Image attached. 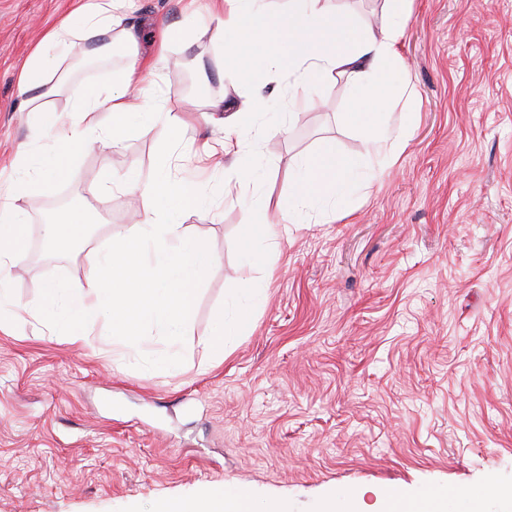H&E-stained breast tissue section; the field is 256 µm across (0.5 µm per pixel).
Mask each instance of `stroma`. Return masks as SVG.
I'll return each instance as SVG.
<instances>
[{
    "instance_id": "obj_1",
    "label": "stroma",
    "mask_w": 512,
    "mask_h": 512,
    "mask_svg": "<svg viewBox=\"0 0 512 512\" xmlns=\"http://www.w3.org/2000/svg\"><path fill=\"white\" fill-rule=\"evenodd\" d=\"M77 3L0 0V185L19 178L21 153L54 144L40 114L18 111L17 78L45 28ZM187 4L137 0L141 55ZM320 5L366 32L387 21L391 2ZM233 38L202 22L161 64V104L183 120L172 167L212 195L181 222L217 256L176 369L137 368L151 339L115 349L94 332L71 344L29 311L49 277L85 285L127 212L146 218L139 193L107 197L99 183L130 171L150 181L160 139L138 134L115 150L92 140L45 192H0L28 222V258L0 284V512H152L157 499L210 485L287 500L289 512H319L348 493L361 512H381L391 492L481 488L488 512H500L495 491L512 488V0H411L399 53L412 96L389 106L407 148L370 160L369 188L281 223L266 268L241 260L256 208L278 220L308 158L362 155L366 143L345 119L350 79L303 89L284 77L239 135L260 190L226 183L208 156L222 137L209 105L252 95L224 69ZM46 54L66 76L51 99L63 114L84 85L118 82L126 60L119 44L92 62L62 45ZM72 199L94 215L91 233L50 254L44 226ZM245 282L264 297L255 328L215 360V315Z\"/></svg>"
}]
</instances>
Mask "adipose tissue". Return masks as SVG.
Wrapping results in <instances>:
<instances>
[{
    "label": "adipose tissue",
    "mask_w": 512,
    "mask_h": 512,
    "mask_svg": "<svg viewBox=\"0 0 512 512\" xmlns=\"http://www.w3.org/2000/svg\"><path fill=\"white\" fill-rule=\"evenodd\" d=\"M258 2L218 0L219 10L212 16L219 29L238 33L236 40L224 45V59L236 74L248 81L256 75L271 80L286 71L296 72L307 83L335 74L351 76L355 99L348 119L355 127L368 132V153L377 154L386 147L393 153H401L408 140L404 132L390 125L387 103L403 88L404 81L387 69L385 63L397 55L403 21H395L379 33L365 35L353 27L295 9L276 20L264 16ZM133 6L134 0H84L68 22L47 33V42L54 44L81 40V54L88 61L98 59L104 50L111 48L113 39H120L126 46L128 62L118 84L108 90L86 86L73 100L69 120H62L48 106V99L56 88L49 83L45 55L34 52L25 63L18 81L20 109L40 113L43 126L55 137L57 147L52 151L23 154L24 176L15 187L17 193L41 192L51 181L67 178L74 158L94 134H102V142L109 148L120 146L139 132L159 133L169 143L178 138L177 117L163 111L153 91L152 78L157 74V66L142 61L138 55V31L127 20V12ZM102 112L111 115L109 128H102L97 119ZM362 165V157L339 155L332 149H324L307 162L304 174L295 180V206L335 200L361 175ZM90 223L91 216L84 209H67L61 220L46 227L49 246L61 253L72 252L87 240ZM277 234L268 212L259 213L243 233L241 256L244 263L264 264L266 255L256 243L275 241ZM26 237L27 225L22 213L13 208H1L0 283L25 259ZM260 304L261 297L255 289H239L231 317L218 319L209 343L213 356L224 357L238 339L249 335ZM485 499L486 494L481 490L448 493L417 489L397 495L395 502L402 512H484ZM153 512L261 510L249 499L221 487H211L193 499L180 496L162 499L155 504Z\"/></svg>",
    "instance_id": "1"
}]
</instances>
